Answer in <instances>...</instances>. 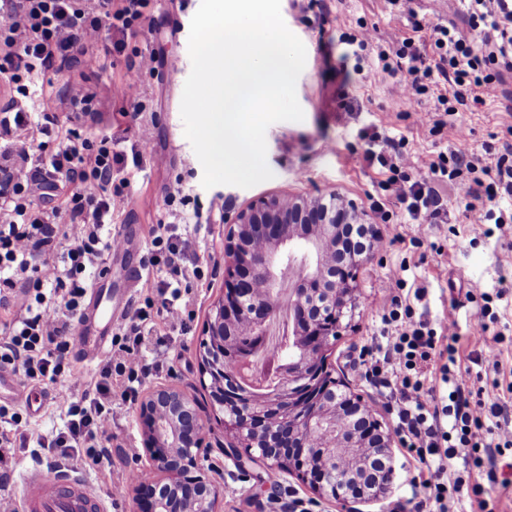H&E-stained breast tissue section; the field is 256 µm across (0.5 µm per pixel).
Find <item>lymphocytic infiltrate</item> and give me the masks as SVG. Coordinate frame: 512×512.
<instances>
[{"instance_id":"lymphocytic-infiltrate-1","label":"lymphocytic infiltrate","mask_w":512,"mask_h":512,"mask_svg":"<svg viewBox=\"0 0 512 512\" xmlns=\"http://www.w3.org/2000/svg\"><path fill=\"white\" fill-rule=\"evenodd\" d=\"M415 0H393L411 23L410 31L392 34L391 52H380L382 69L397 79L396 89L412 123L439 127L432 113L422 111L423 96H435L444 115L458 107L479 109L502 93V76L512 72V0H448L453 13L464 15L466 27L423 24ZM143 0H0V89L12 106L0 116V368L22 372L36 387L73 371V333L95 273L117 239L110 226L117 206L125 200L121 174L126 156L112 133L82 136L77 125L57 121V95L45 71L72 67L103 34L117 30L136 36ZM40 88L37 112H29V86ZM58 143L47 153L34 149L35 135ZM495 148L488 165L464 154L438 156L420 162L402 143L390 152L376 150L378 134L368 136L364 158L380 166L381 187L400 204V217L423 228L443 224L447 212L439 189L473 174L489 204H467L473 224H512V125ZM77 187L61 206H40L58 181ZM150 263L166 275L158 300L135 308L112 351L99 368L94 386L79 400L64 399L66 421L51 435L21 429L16 406L0 404V468L8 469L16 449L37 445L62 460L98 464L108 457L112 429V397L134 400L139 386L158 360L146 352L157 324L184 329L194 317L183 286L189 240L154 235ZM393 293L379 308L380 337L367 348L368 378L387 390L400 442L417 463L420 493L395 512H448L460 494L458 467H472L495 481L502 448L512 447V412L499 394L498 382L469 387L457 372L455 321L438 326L417 317L413 304L425 289L404 296V281L389 274ZM478 308L471 336L483 346L482 360L497 364L501 338L489 293L478 284L466 293ZM160 320H153L152 309ZM444 359L441 379L447 386L436 395L428 384L434 356Z\"/></svg>"}]
</instances>
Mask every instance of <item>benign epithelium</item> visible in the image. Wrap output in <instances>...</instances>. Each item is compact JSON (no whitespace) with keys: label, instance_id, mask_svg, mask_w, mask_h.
Masks as SVG:
<instances>
[{"label":"benign epithelium","instance_id":"7a95c632","mask_svg":"<svg viewBox=\"0 0 512 512\" xmlns=\"http://www.w3.org/2000/svg\"><path fill=\"white\" fill-rule=\"evenodd\" d=\"M363 217L354 200L334 191L316 199L274 192L224 216L228 284L201 351V376L209 381L212 407L222 413L233 457L286 466L344 512H353L352 500L379 498L394 480L392 469L382 478L370 472L373 457L391 459L392 433L382 429L361 394L333 376L324 356L351 309L354 270L379 253L373 246L345 259L336 251L343 227ZM285 259L298 267L288 295L289 355H274L259 377L254 355L238 342L240 318L248 316L252 335H264L277 305L256 289L276 285L275 268ZM244 403L249 417L241 419L233 409ZM139 415L156 477L135 487L139 512H190L198 502L216 504L218 488L192 474L208 447L205 408L175 387H158L145 393Z\"/></svg>","mask_w":512,"mask_h":512}]
</instances>
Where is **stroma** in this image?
I'll list each match as a JSON object with an SVG mask.
<instances>
[{"instance_id":"obj_1","label":"stroma","mask_w":512,"mask_h":512,"mask_svg":"<svg viewBox=\"0 0 512 512\" xmlns=\"http://www.w3.org/2000/svg\"><path fill=\"white\" fill-rule=\"evenodd\" d=\"M201 0H147L141 33L135 38L113 33V40L124 43L122 53L103 67L85 60L53 74L56 87L83 84L93 100L82 120V135L97 136L113 132L128 144L148 143L149 151L140 166H127V200L112 226L138 240L139 247L112 260V285L126 289V311L155 295L160 274L147 271L145 243L157 225H166L195 244L187 267H201L205 278L193 288L195 317L185 329L168 332L161 348L160 367L146 379L145 389L174 385L202 405H209V391L202 381L199 350L204 328L225 289L224 221L225 214L246 206L251 200L271 191H288L320 196L332 191L355 200L366 211L375 230L393 238L394 247L379 253L373 261L359 267L355 275L352 308L340 336L327 352L334 377L374 403V416L386 430L396 421L388 411L386 390L366 381L361 365L364 347L380 329L377 308L390 297L387 274L402 270L407 283L427 289L425 299L416 306L432 323L455 321L460 340L457 367L473 369L481 344L470 336L469 326L475 304L465 299L470 284L483 283L487 289L498 286L500 277L512 278V224L484 235L479 224L468 223L464 205L470 177L445 186L441 191L448 210V221L434 224L423 233L412 225L384 223L373 211L380 199L376 190L377 167L364 159L367 144L360 130L383 137L405 138L409 148L426 162L438 153L463 150L483 155V146L501 135L512 123V75H506L505 95L476 112L465 113L470 133L459 139L455 126H445L438 135L428 127L412 125L404 116L405 106L396 92V79L383 72L377 55L388 49L389 35L407 23L389 0H281L286 26L306 48L305 67L296 82V95L304 112L300 122H276L266 131L267 165L271 179L244 189L233 185L204 188L203 167L184 134L180 106L183 88L191 72L188 50L190 22ZM368 27L374 40L363 53L359 65L347 73L336 70L343 51L344 35ZM152 53L153 69L140 71L133 64L141 52ZM135 79L140 87V102L112 95L114 83ZM181 184L188 204L171 203L167 190ZM199 210V222L183 219L185 209ZM142 270L137 282H130L133 267ZM502 334L500 365L489 371L497 379L499 392L512 402V290L493 302ZM94 364L77 362L75 372L44 385L48 397L39 413L30 415L32 427L49 434L62 424L60 403L66 397L81 396L88 390ZM138 404L114 403L112 407V456L94 467H81V474L98 485L108 512H136L133 493L113 499L112 487L125 482L130 471L149 466L144 429ZM210 443L199 460L205 478L220 488L216 512H289L288 504L302 498L308 512H341L336 502L319 497L295 473L273 469L256 474L239 469L225 448L226 437L220 423H213L207 435ZM392 463L396 478L379 500L358 502L356 512H392L395 505L414 493L412 478L416 463L407 449L395 445Z\"/></svg>"}]
</instances>
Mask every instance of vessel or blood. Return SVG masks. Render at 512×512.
Returning <instances> with one entry per match:
<instances>
[{"label": "vessel or blood", "mask_w": 512, "mask_h": 512, "mask_svg": "<svg viewBox=\"0 0 512 512\" xmlns=\"http://www.w3.org/2000/svg\"><path fill=\"white\" fill-rule=\"evenodd\" d=\"M123 317L120 301L114 300L111 282L95 285L79 320L76 353L85 360L100 357L112 339V330ZM23 512H103L105 501L90 483L72 470L47 476L33 467L23 476Z\"/></svg>", "instance_id": "b4317fda"}]
</instances>
